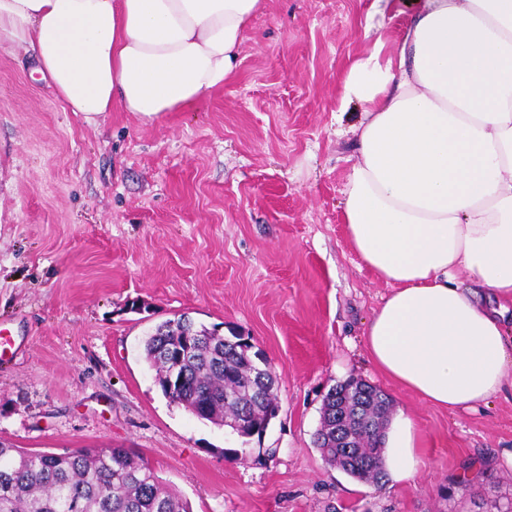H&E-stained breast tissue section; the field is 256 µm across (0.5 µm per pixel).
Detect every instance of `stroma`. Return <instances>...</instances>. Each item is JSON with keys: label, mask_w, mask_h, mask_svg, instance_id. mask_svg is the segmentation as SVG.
<instances>
[{"label": "stroma", "mask_w": 512, "mask_h": 512, "mask_svg": "<svg viewBox=\"0 0 512 512\" xmlns=\"http://www.w3.org/2000/svg\"><path fill=\"white\" fill-rule=\"evenodd\" d=\"M404 0H267L234 75L153 121L71 111L0 42V441L128 448L192 512H498L512 503V389L450 413L386 380L364 340L390 292L343 224L359 103L350 65L395 55ZM188 315L253 338L280 377L262 436L198 420L144 341ZM360 378L409 414L418 475L358 482L314 443L330 388Z\"/></svg>", "instance_id": "obj_1"}]
</instances>
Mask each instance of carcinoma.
I'll list each match as a JSON object with an SVG mask.
<instances>
[{"mask_svg":"<svg viewBox=\"0 0 512 512\" xmlns=\"http://www.w3.org/2000/svg\"><path fill=\"white\" fill-rule=\"evenodd\" d=\"M193 345L181 365L180 386L169 389L162 349ZM155 383L170 403L218 427L230 421L252 429L276 404L278 376L267 394L253 391L254 361L224 343L216 328L189 317L167 319L144 345ZM392 401L381 389L349 378L324 397L315 444L325 461L362 483L378 481ZM0 512H190L189 505L125 448H76L63 454L31 452L0 443Z\"/></svg>","mask_w":512,"mask_h":512,"instance_id":"carcinoma-1","label":"carcinoma"}]
</instances>
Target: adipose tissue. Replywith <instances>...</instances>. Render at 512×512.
<instances>
[{
    "instance_id": "ef3b65f1",
    "label": "adipose tissue",
    "mask_w": 512,
    "mask_h": 512,
    "mask_svg": "<svg viewBox=\"0 0 512 512\" xmlns=\"http://www.w3.org/2000/svg\"><path fill=\"white\" fill-rule=\"evenodd\" d=\"M266 0H0V41L30 52L85 116L152 120L204 99L235 73ZM342 99L362 104L344 224L391 294L365 346L390 382L451 412L512 378V0H414L397 59L356 61ZM486 288L497 308L480 307ZM407 415L386 432L391 481L422 466Z\"/></svg>"
}]
</instances>
